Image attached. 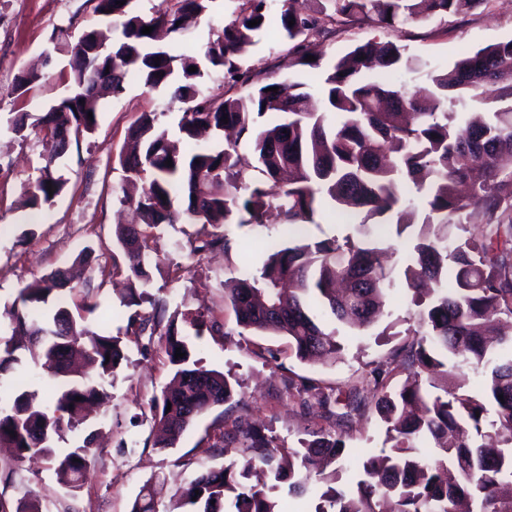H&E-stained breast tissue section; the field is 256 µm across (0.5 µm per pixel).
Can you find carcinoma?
Returning <instances> with one entry per match:
<instances>
[{
	"label": "carcinoma",
	"instance_id": "obj_1",
	"mask_svg": "<svg viewBox=\"0 0 512 512\" xmlns=\"http://www.w3.org/2000/svg\"><path fill=\"white\" fill-rule=\"evenodd\" d=\"M133 2L95 0L103 23L74 43L64 28L53 34V49L70 57L72 90L41 114L16 113L8 125L21 137L36 130L44 146L41 177L25 191L23 206L40 211L54 204L66 186L56 160L72 140L94 131L101 100L123 93L133 69L145 88L166 89L188 107L176 140L157 113H141L129 131L132 146L117 156L123 181L142 182L138 197L125 191L120 197L135 207L140 223L120 224L115 232L125 265L112 263V274L127 273L126 306L135 305L136 285L149 279L154 229L215 227L238 215L241 226H277L284 234L270 243L261 267L224 281V305L239 334L284 336L298 360L334 363L338 329L316 323L312 307L358 331L376 322L388 292L398 287L388 265L398 248L383 246L377 234L376 218L386 215L396 236H407L403 277L418 307L409 338L371 371L372 384L345 391L344 412L332 411L330 395L302 382V391L332 418L328 429L298 448H278L257 429L227 438L217 454L233 444L242 453L196 473L178 492L176 508L281 512L276 492L286 481L289 495L318 498L315 512H457L463 499L475 502L476 512H512V331L500 333L495 345L486 340L500 317L512 318V38L430 71L414 91L367 71H417L419 59L393 42L368 41L325 68L322 112L308 110L307 84L286 87L245 66L256 33L267 27L288 41V67H318L325 57L320 43L338 24L442 22L485 0H284L276 17L269 0H242L235 18L203 46L205 61L227 84L219 100L200 91L207 72L199 62L156 43V29L182 33V21L206 13L213 0H173L149 18ZM252 20L259 24L249 26ZM145 26L153 32L141 33ZM309 55L315 60H306ZM40 80L37 72H22L15 90L24 95ZM202 131L215 145L198 146ZM243 139L257 158L249 177L238 167ZM322 197L353 224L341 241L305 237ZM177 200L183 208L175 207ZM477 210L485 217L478 236L471 231ZM187 248L191 255L227 252L230 242L203 231ZM67 284L63 271H55L22 288L5 311L11 336H0V372L27 358L52 376L54 394L38 404L36 392L17 382L10 400L0 401V445L14 448L19 462L49 460L74 493L93 462V434L65 453L56 444L104 397L124 355L121 338L91 321L99 304L90 293L70 303L62 298ZM150 324L135 311L125 335L141 336ZM164 348L174 374L150 411L157 446L172 448L197 416L231 401L234 391L172 327ZM178 348L185 356L177 359ZM395 368L405 378L392 386ZM465 368L482 376L483 394L469 390ZM367 412L378 416L391 446L370 456L355 484L343 487L341 435Z\"/></svg>",
	"mask_w": 512,
	"mask_h": 512
}]
</instances>
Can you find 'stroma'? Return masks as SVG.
Segmentation results:
<instances>
[{
	"label": "stroma",
	"instance_id": "1",
	"mask_svg": "<svg viewBox=\"0 0 512 512\" xmlns=\"http://www.w3.org/2000/svg\"><path fill=\"white\" fill-rule=\"evenodd\" d=\"M237 6V0H214L210 12L178 42L177 52L202 57L210 30L234 19ZM97 20L91 0H0V334L5 336L11 333L6 311L20 289L55 269L72 267L84 251L90 253L91 262L80 279L91 284L100 304L95 325L113 334L126 325L122 279L104 278L99 272L100 267L111 266L115 247L120 208L116 188L122 177L117 153L141 113L158 112L161 124L173 130L183 103L171 101L168 92L147 91L137 78H129L120 97L102 100L95 131L71 144L57 159L56 171L67 181L65 191L38 215L21 202L39 175L43 144L35 133L20 139L8 130L15 113L44 112L65 94L67 58L55 54L43 69V79L26 95L16 92V76L38 64L56 28L67 25L77 34ZM372 38L394 42L429 68L443 69L460 53L512 38V11H504L501 0H489L442 23L394 29L352 24L323 41L321 48L331 59ZM287 49L280 34L261 30L246 64L263 78L318 86L320 70L285 66ZM195 230L192 224L163 227L137 310L152 315L153 300H164V323L175 325L179 337L194 345L208 368L230 375L235 401L199 416L175 447H154L149 403L172 373L165 339L160 335L124 337L125 358L106 399L58 445L63 452L69 442L95 433L94 462L81 489L69 494L49 461L20 463L10 449L0 448V500L10 512L33 495L48 503L51 512H131L146 487L154 492L157 512H170L176 492L194 472L224 464V456L212 452L221 445L224 433L258 429L274 444L297 447L300 438L330 425L324 410L301 405L302 380H311L326 393L347 390L354 383L369 381L373 362L385 359L405 342L415 308L402 290L388 299L381 323L362 333L341 330V358L333 364L299 361L279 336L238 335L234 314L224 305V281L244 265L261 266L268 243L280 238L281 231L225 224L217 232L229 239L230 251L192 256L186 240ZM197 309L212 321L199 333L185 321L187 312ZM342 439L347 469L341 482L347 485L368 455L385 448V432L370 413Z\"/></svg>",
	"mask_w": 512,
	"mask_h": 512
}]
</instances>
